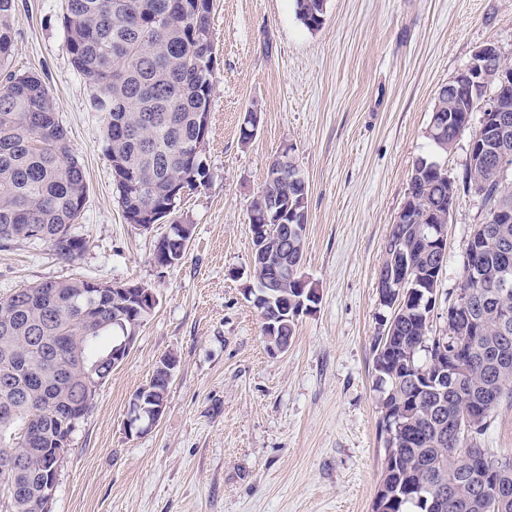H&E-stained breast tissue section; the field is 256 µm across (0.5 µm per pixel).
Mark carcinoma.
I'll use <instances>...</instances> for the list:
<instances>
[{"label": "carcinoma", "instance_id": "carcinoma-1", "mask_svg": "<svg viewBox=\"0 0 512 512\" xmlns=\"http://www.w3.org/2000/svg\"><path fill=\"white\" fill-rule=\"evenodd\" d=\"M62 16L73 67L89 77L93 90L89 110L99 114L108 155L119 154L125 166L112 170L126 220L137 213L167 208L170 192L191 189L209 179L207 164L185 163L183 147L200 135L199 112L211 107L214 42L201 37L212 29L211 0H67ZM327 0H295L298 20L310 31L324 23ZM16 0H0V247L23 241L44 243L64 260H73L83 241L71 226L80 217L87 194L83 166L72 154L67 129L59 121L50 87L37 74L7 70L15 45ZM477 97L448 98L441 87L431 117L443 138L431 140L436 154L453 150L465 118L479 111ZM494 153L469 154L463 186L481 197L484 221L473 227L468 249H478L482 279H463L459 291L474 293L479 325L448 319L441 336L430 335L429 320L412 305L398 317L396 334L378 335L373 346L379 392L380 435L384 445L381 482L373 512H512L496 485H512V457L484 447V436L501 402L512 398V318L499 322L501 309L512 314V287L497 288L512 278V186L495 179ZM414 220L392 224L384 256L397 242L416 250V268L439 286L443 261L422 252L420 237L431 224L448 223V200L457 198V181L438 165L409 183ZM274 200L284 209L308 208V198L293 184L265 181L252 204ZM305 238H284L275 231L264 241L269 265L288 255V277L302 272ZM268 265L254 277L252 296L265 309H293L312 282L297 288H263ZM91 297L88 278L43 281L0 296V461L25 459L24 473L0 471V504L11 512H48L41 486L54 465L55 450L70 448L74 431L66 427L73 410L86 418L97 391L86 387V374L106 373L112 350L124 330L141 325L151 314L120 294ZM90 320L79 324V309ZM275 335H264L267 347L293 337L296 323H277ZM453 336H468L475 363L462 384L444 390L437 385L441 346ZM144 397L149 406L167 401L170 381L153 370ZM479 424L465 433L455 425L470 415ZM39 426L38 441L24 445L16 433L27 422ZM482 448L487 479L476 489L467 448ZM444 484L448 501L431 506L425 487Z\"/></svg>", "mask_w": 512, "mask_h": 512}]
</instances>
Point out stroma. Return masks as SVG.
<instances>
[{
  "label": "stroma",
  "instance_id": "1",
  "mask_svg": "<svg viewBox=\"0 0 512 512\" xmlns=\"http://www.w3.org/2000/svg\"><path fill=\"white\" fill-rule=\"evenodd\" d=\"M63 0H18L10 70L36 73L83 165L74 261L42 243L0 248V296L77 275L133 280L159 302L73 436L50 512H372L383 466L373 344L389 317L375 288L385 240L407 197L436 93L486 41L512 63V0H328L308 31L294 0H213L208 180L175 220L193 225L184 258L158 266L172 221L128 223L112 182L91 80L78 73ZM258 107L255 138L240 127ZM292 147L309 184L303 271L318 289L288 349L270 351L245 297L252 284L248 205L270 160ZM478 196L460 192L448 223L432 333L448 325ZM178 366L165 410L127 429L132 395L160 357Z\"/></svg>",
  "mask_w": 512,
  "mask_h": 512
}]
</instances>
